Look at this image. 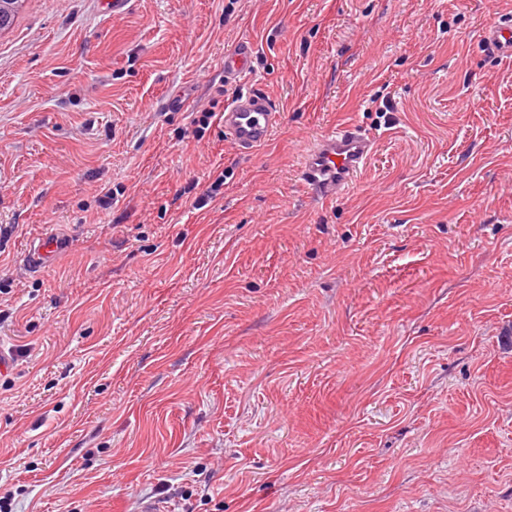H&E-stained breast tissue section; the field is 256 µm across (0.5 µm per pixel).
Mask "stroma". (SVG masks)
I'll return each mask as SVG.
<instances>
[{
    "instance_id": "1",
    "label": "stroma",
    "mask_w": 512,
    "mask_h": 512,
    "mask_svg": "<svg viewBox=\"0 0 512 512\" xmlns=\"http://www.w3.org/2000/svg\"><path fill=\"white\" fill-rule=\"evenodd\" d=\"M498 17L512 0H24L0 33L11 512H512ZM256 88L281 120L242 156L220 116ZM344 122L376 148L324 201L301 154ZM49 232L66 248L31 272ZM481 42L492 55L512 57V19L488 23L481 32ZM252 49L249 42H244L224 55V79L236 81L249 72Z\"/></svg>"
}]
</instances>
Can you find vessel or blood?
<instances>
[{
	"mask_svg": "<svg viewBox=\"0 0 512 512\" xmlns=\"http://www.w3.org/2000/svg\"><path fill=\"white\" fill-rule=\"evenodd\" d=\"M485 49L493 55L512 57V19L488 23L481 32ZM252 56L250 43H242L224 56V77L232 81L245 76ZM272 101L262 92L240 94L221 115L224 135L237 151L251 153L266 143L279 120ZM375 149L373 138L353 123H345L323 134L302 154L301 178L326 198L346 191L353 178ZM62 239L47 235L30 246L26 263L38 270L48 265L64 249Z\"/></svg>",
	"mask_w": 512,
	"mask_h": 512,
	"instance_id": "1",
	"label": "vessel or blood"
}]
</instances>
